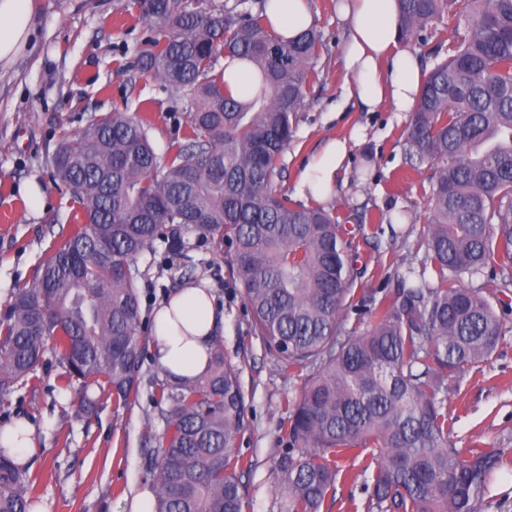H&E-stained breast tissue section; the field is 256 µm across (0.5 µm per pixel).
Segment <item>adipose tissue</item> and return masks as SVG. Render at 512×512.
I'll return each instance as SVG.
<instances>
[{
	"label": "adipose tissue",
	"instance_id": "adipose-tissue-1",
	"mask_svg": "<svg viewBox=\"0 0 512 512\" xmlns=\"http://www.w3.org/2000/svg\"><path fill=\"white\" fill-rule=\"evenodd\" d=\"M266 14L275 33L289 40L312 25L309 0H269ZM340 14L350 26L343 64L351 80L346 86L369 112L388 104L409 111L421 86V70L405 45L398 0H341ZM37 25L35 0H0V67L10 66L27 48ZM352 139L329 141L307 164L300 183L303 194L330 199L346 170ZM154 359L168 380L187 385L203 375L224 312L211 289L189 282L164 297L153 315Z\"/></svg>",
	"mask_w": 512,
	"mask_h": 512
}]
</instances>
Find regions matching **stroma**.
<instances>
[{
    "label": "stroma",
    "mask_w": 512,
    "mask_h": 512,
    "mask_svg": "<svg viewBox=\"0 0 512 512\" xmlns=\"http://www.w3.org/2000/svg\"><path fill=\"white\" fill-rule=\"evenodd\" d=\"M313 25L324 35L317 66L322 82L297 115L294 137L280 158L275 187L301 203L302 170L325 143L362 128L364 141L348 159L345 184L325 201L339 223L355 231L362 288H393L389 262L421 268L419 244L430 216L431 163L410 158L406 141L410 115L384 106L363 111L344 91L342 51L347 24L337 14L339 0H310ZM38 23L30 47L0 71V319L14 296L30 287L55 242L73 227L70 194L56 185L53 154L63 136L84 128L95 115L114 110L142 113L151 126L157 153L186 132L187 101L174 100L133 65L150 30L138 12L119 0H37ZM42 183L46 199L28 208L22 186ZM184 249L143 254L138 282L150 338L157 303L191 279L208 280L224 310L221 343L238 371L248 405V423L235 447L252 462L245 476V512H280L277 461L284 439L288 404L300 376L282 374L275 358L250 327L244 292L232 271V252L191 228L181 234ZM61 365L46 355L34 387L16 392L0 406V428L29 425L37 445L25 459L39 501L35 512H124L133 492L153 489L148 455L164 430L151 380L159 374L152 356L141 367L139 395L129 407L99 398L86 416L75 391L61 387ZM448 417L463 449L500 448L504 464L493 472L485 512H512V311L491 364L448 382ZM346 480L320 512H364L366 494L360 461L346 460Z\"/></svg>",
    "instance_id": "stroma-1"
}]
</instances>
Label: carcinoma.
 Listing matches in <instances>:
<instances>
[{
	"mask_svg": "<svg viewBox=\"0 0 512 512\" xmlns=\"http://www.w3.org/2000/svg\"><path fill=\"white\" fill-rule=\"evenodd\" d=\"M405 40L462 12L447 56L425 74L407 142L437 165L424 247L434 282L393 292L356 288L355 236L322 206L277 193L278 161L323 46L311 27L278 38L267 0H126L152 33L137 67L188 98L189 133L156 154L148 124L125 112L94 117L53 156L75 228L0 320V405L32 387L46 352L61 384L116 406L135 400L146 343L139 335V256L179 249L181 227L233 248L251 329L281 371L304 370L277 471L281 512H320L336 494L337 459L367 453V512H482L504 452H464L448 425V379L491 361L505 306L473 277L512 280V0H398ZM259 82L238 98L220 58ZM499 256L503 265L489 267ZM352 314L366 318L356 335ZM165 428L149 457L155 512H244L249 466L231 452L248 420L239 375L216 345L189 386L155 382ZM35 482L0 446V512H31Z\"/></svg>",
	"mask_w": 512,
	"mask_h": 512,
	"instance_id": "cac0c4a2",
	"label": "carcinoma"
}]
</instances>
